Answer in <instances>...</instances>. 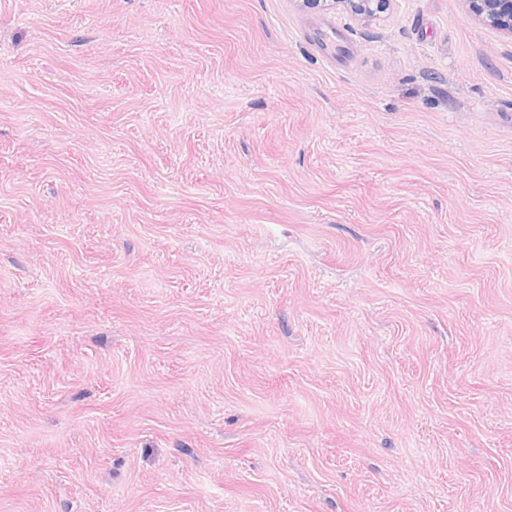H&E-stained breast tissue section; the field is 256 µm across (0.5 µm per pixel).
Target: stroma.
<instances>
[{"label": "stroma", "mask_w": 512, "mask_h": 512, "mask_svg": "<svg viewBox=\"0 0 512 512\" xmlns=\"http://www.w3.org/2000/svg\"><path fill=\"white\" fill-rule=\"evenodd\" d=\"M0 512H512V39L0 0Z\"/></svg>", "instance_id": "35a3bbf8"}]
</instances>
